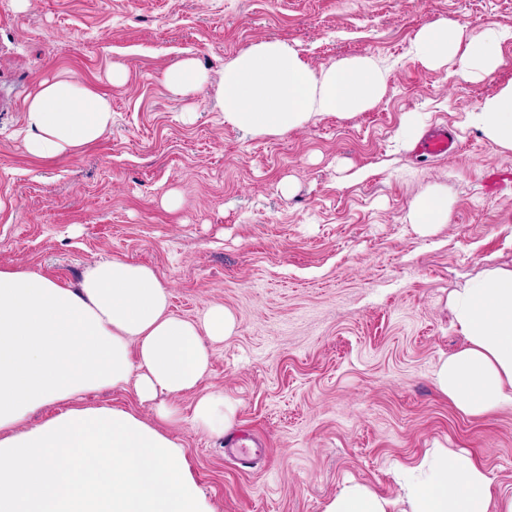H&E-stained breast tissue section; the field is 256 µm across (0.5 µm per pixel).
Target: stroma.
Returning <instances> with one entry per match:
<instances>
[{"label":"stroma","instance_id":"1","mask_svg":"<svg viewBox=\"0 0 512 512\" xmlns=\"http://www.w3.org/2000/svg\"><path fill=\"white\" fill-rule=\"evenodd\" d=\"M434 20L476 37L512 26V0H0V266L75 286L120 257L158 272L175 315L221 304L235 316L179 400L187 414L213 390L239 403L225 434L176 431L214 512H324L350 480L395 498L397 468L438 444L466 450L495 473V495L512 496V408L470 417L433 382L466 344L453 291L512 269V151L464 123L512 81V41L506 66L469 81L412 61ZM262 40L315 69L372 56L386 91L365 112L244 134L225 125L214 82ZM185 58L212 84L178 98L161 77ZM60 74L111 98L112 129L72 157L36 159L16 136L22 105ZM414 115L460 151L399 140ZM437 187L453 219L426 234L406 213ZM458 149L453 137L448 136V128H439L422 145V151L431 156L450 155Z\"/></svg>","mask_w":512,"mask_h":512}]
</instances>
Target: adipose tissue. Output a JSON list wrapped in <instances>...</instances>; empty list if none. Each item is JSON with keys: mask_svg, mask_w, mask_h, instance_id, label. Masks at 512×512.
<instances>
[{"mask_svg": "<svg viewBox=\"0 0 512 512\" xmlns=\"http://www.w3.org/2000/svg\"><path fill=\"white\" fill-rule=\"evenodd\" d=\"M442 21L424 24L411 53L430 69L455 65L481 79L505 65L512 28L491 27L463 41ZM389 76L371 57L312 69L284 41L253 43L224 63L217 96L225 124L254 137L279 136L318 117L363 112L383 96ZM208 72L195 60L171 65L162 82L176 97L201 92ZM466 122L512 150V82L468 112ZM112 128V102L68 77L43 81L23 106L28 155L61 159L99 142ZM408 223L424 233L451 223L447 191L413 200ZM154 268L112 258L95 263L77 286L0 267V512H213L190 472L175 431L183 420L221 434L238 404L197 389L210 367L209 343L236 327L224 306L196 321L174 315ZM466 346L440 362L435 382L468 416L512 408V270L492 269L452 296ZM134 389L157 401L152 418L88 403L90 394ZM196 393L191 417L179 397ZM38 424H30L35 412ZM401 500L349 482L324 512H512L494 500L496 476L469 454L435 446L400 472Z\"/></svg>", "mask_w": 512, "mask_h": 512, "instance_id": "obj_1", "label": "adipose tissue"}]
</instances>
